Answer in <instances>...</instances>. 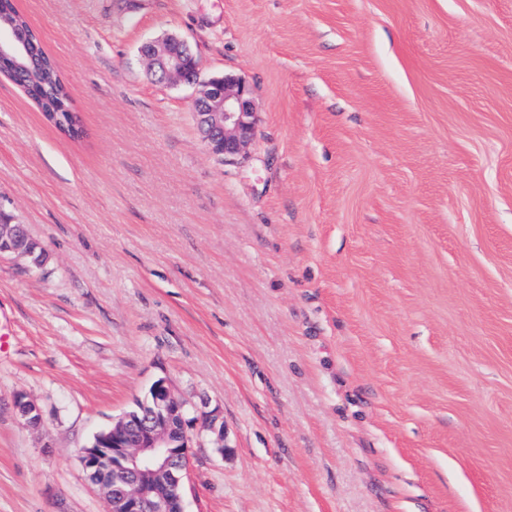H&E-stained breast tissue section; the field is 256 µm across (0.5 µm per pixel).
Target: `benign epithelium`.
Returning <instances> with one entry per match:
<instances>
[{"label":"benign epithelium","instance_id":"1","mask_svg":"<svg viewBox=\"0 0 512 512\" xmlns=\"http://www.w3.org/2000/svg\"><path fill=\"white\" fill-rule=\"evenodd\" d=\"M26 52L22 28L0 27V57ZM141 54L158 80L197 86L194 115L209 150L225 161L245 154L258 129L253 90L245 81L229 75L201 80L196 55L176 35L143 44ZM26 237L23 225L1 222L0 256L28 258L41 265L44 249L38 243L27 245ZM15 406L28 428H40L42 415L33 400L20 395ZM138 408L84 449L82 465L107 498L110 512H185L183 489L191 448L186 405L169 380L160 377L138 401Z\"/></svg>","mask_w":512,"mask_h":512}]
</instances>
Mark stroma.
Returning a JSON list of instances; mask_svg holds the SVG:
<instances>
[{
  "label": "stroma",
  "mask_w": 512,
  "mask_h": 512,
  "mask_svg": "<svg viewBox=\"0 0 512 512\" xmlns=\"http://www.w3.org/2000/svg\"><path fill=\"white\" fill-rule=\"evenodd\" d=\"M17 6L84 135L0 74V222L47 255L0 259V512H108L82 452L160 377L187 512H512V0ZM166 35L251 85L242 158ZM141 54L159 81L197 86L194 115L209 150L224 161L245 154L258 129L253 90L245 81L229 75L202 81L196 55L175 35L146 42ZM15 406L25 425L30 429H39L42 415L39 406L31 399L19 395L15 400Z\"/></svg>",
  "instance_id": "stroma-1"
}]
</instances>
